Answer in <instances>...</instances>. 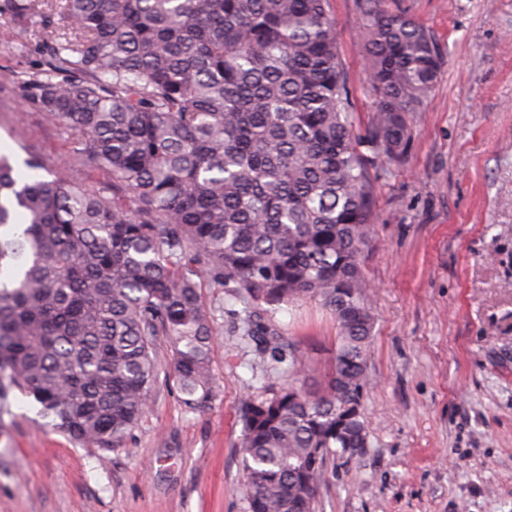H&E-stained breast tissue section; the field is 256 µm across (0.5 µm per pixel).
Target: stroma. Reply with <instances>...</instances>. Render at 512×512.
<instances>
[{
    "label": "stroma",
    "mask_w": 512,
    "mask_h": 512,
    "mask_svg": "<svg viewBox=\"0 0 512 512\" xmlns=\"http://www.w3.org/2000/svg\"><path fill=\"white\" fill-rule=\"evenodd\" d=\"M358 132L376 104L355 43L358 0H330ZM443 58L411 116L405 162L374 183L363 255L375 317L364 396L367 446L326 464L316 512H512V0H387ZM49 49L40 22L0 17V153L111 191L18 81ZM217 336L218 396L189 411L158 378L124 447H81L9 396L0 413V512H245L238 403L277 377L246 334L243 303L202 286ZM301 362L305 390L330 368L336 325L313 299L264 311Z\"/></svg>",
    "instance_id": "35a3bbf8"
}]
</instances>
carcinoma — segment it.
Here are the masks:
<instances>
[{"label": "carcinoma", "mask_w": 512, "mask_h": 512, "mask_svg": "<svg viewBox=\"0 0 512 512\" xmlns=\"http://www.w3.org/2000/svg\"><path fill=\"white\" fill-rule=\"evenodd\" d=\"M358 3L365 138L329 0H0L46 28L25 96L112 179L110 195L47 179L33 155L22 177L0 154V410L17 391L75 443L122 448L159 374L191 411L216 399L203 282L270 307L316 299L336 321L325 385L306 391L293 361L246 392L238 445L246 512H316L326 460L367 445L370 168L404 162L442 66L422 23ZM250 332L283 362L279 337Z\"/></svg>", "instance_id": "obj_1"}]
</instances>
